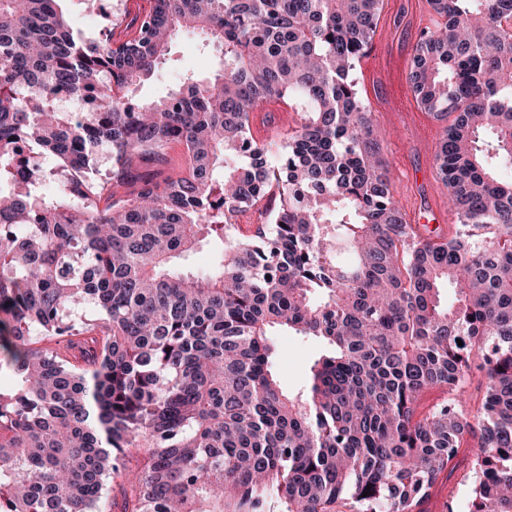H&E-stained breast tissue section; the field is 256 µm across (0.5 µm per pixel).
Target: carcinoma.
I'll use <instances>...</instances> for the list:
<instances>
[{"instance_id": "obj_1", "label": "carcinoma", "mask_w": 512, "mask_h": 512, "mask_svg": "<svg viewBox=\"0 0 512 512\" xmlns=\"http://www.w3.org/2000/svg\"><path fill=\"white\" fill-rule=\"evenodd\" d=\"M59 2L0 0V512H106L116 478L117 512H424L460 469L466 512H512V0H429L411 58L446 235L406 222L354 77L382 0H153L92 40ZM184 30L212 73L140 99ZM264 102L299 115L275 154ZM275 331L325 346L302 394Z\"/></svg>"}]
</instances>
